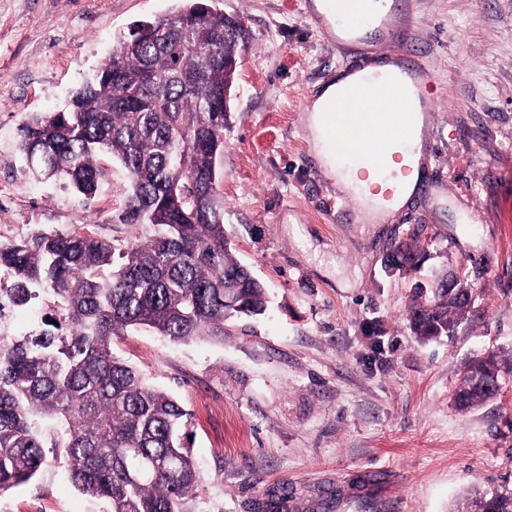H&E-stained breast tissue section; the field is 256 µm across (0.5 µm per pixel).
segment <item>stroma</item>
Returning <instances> with one entry per match:
<instances>
[{
    "mask_svg": "<svg viewBox=\"0 0 512 512\" xmlns=\"http://www.w3.org/2000/svg\"><path fill=\"white\" fill-rule=\"evenodd\" d=\"M310 0H219L247 34L224 129L230 249L265 284L259 317L224 340L172 344L145 328L115 356L189 412L200 482L188 512H455L470 489L512 485V0H413L410 48L433 77L427 188L383 224L336 203L302 101L352 57L310 18ZM181 0H0V241L39 230L116 244L146 230L115 223L128 182L107 170L94 200L37 177L18 129L93 79L128 29ZM415 244L414 269L388 255ZM464 268L470 312L454 336L420 343L416 289ZM494 354L501 390L456 408L465 365ZM0 512H108L49 448L37 478L0 490Z\"/></svg>",
    "mask_w": 512,
    "mask_h": 512,
    "instance_id": "1",
    "label": "stroma"
}]
</instances>
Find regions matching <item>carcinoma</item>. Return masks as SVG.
Segmentation results:
<instances>
[{
	"label": "carcinoma",
	"mask_w": 512,
	"mask_h": 512,
	"mask_svg": "<svg viewBox=\"0 0 512 512\" xmlns=\"http://www.w3.org/2000/svg\"><path fill=\"white\" fill-rule=\"evenodd\" d=\"M216 0H183L177 11L137 23L67 106L19 128L27 161L94 199L109 154L128 174L119 224L150 229L144 243L118 247L90 234L41 231L0 245V289L11 308L40 294L54 308L43 328L0 336V489L37 476L48 438L66 449L68 471L111 512H186L200 480L186 433L190 413L112 354L111 340L149 327L181 343L224 338V322L259 316L263 283L228 247L223 177L227 97L245 34ZM467 288L437 282L409 311L421 341L453 335L469 312ZM496 356L470 362L456 405H483L473 375L500 377ZM512 512V487L473 489L459 512Z\"/></svg>",
	"instance_id": "1"
}]
</instances>
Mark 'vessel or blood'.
Here are the masks:
<instances>
[{
    "label": "vessel or blood",
    "mask_w": 512,
    "mask_h": 512,
    "mask_svg": "<svg viewBox=\"0 0 512 512\" xmlns=\"http://www.w3.org/2000/svg\"><path fill=\"white\" fill-rule=\"evenodd\" d=\"M313 18L338 44L356 46L371 40L380 45L383 69L359 63L345 67L335 98L316 121L325 145L340 146L341 170L370 166L382 179H390L384 148L363 137L386 127L393 145L413 152L415 119L433 109L432 73L408 52L414 20L398 15L397 0H318Z\"/></svg>",
    "instance_id": "1"
}]
</instances>
